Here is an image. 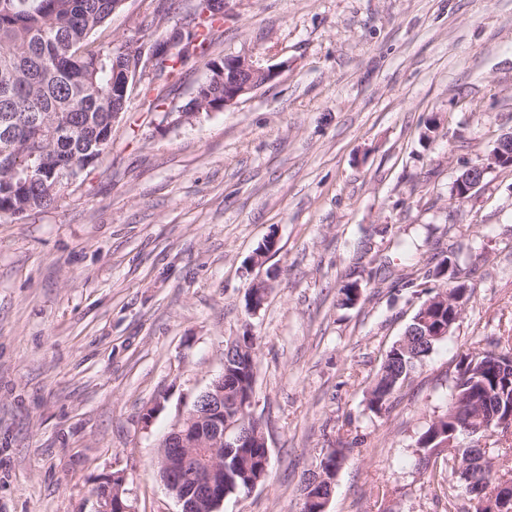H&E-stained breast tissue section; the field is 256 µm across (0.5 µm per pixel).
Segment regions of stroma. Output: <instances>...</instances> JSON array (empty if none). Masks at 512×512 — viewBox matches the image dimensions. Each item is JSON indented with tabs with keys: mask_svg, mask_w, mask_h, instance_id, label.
Masks as SVG:
<instances>
[{
	"mask_svg": "<svg viewBox=\"0 0 512 512\" xmlns=\"http://www.w3.org/2000/svg\"><path fill=\"white\" fill-rule=\"evenodd\" d=\"M187 13L126 0L105 32L154 41ZM229 55L277 75L182 124L169 115L208 60L157 82L161 107L133 91L90 172L0 218V512H95L117 472L134 512H180L158 449L243 334L269 472L219 512H300L304 477L338 446L327 512H445L416 441L462 356L512 337V168L454 191L512 131V0H227L209 60ZM447 256L471 297L373 412L381 362L445 289ZM350 284L360 298L340 306Z\"/></svg>",
	"mask_w": 512,
	"mask_h": 512,
	"instance_id": "35a3bbf8",
	"label": "stroma"
}]
</instances>
